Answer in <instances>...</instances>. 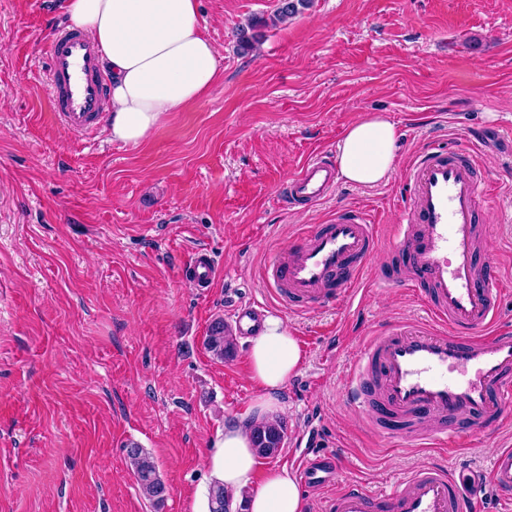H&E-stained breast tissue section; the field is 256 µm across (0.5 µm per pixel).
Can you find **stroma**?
<instances>
[{
	"label": "stroma",
	"mask_w": 512,
	"mask_h": 512,
	"mask_svg": "<svg viewBox=\"0 0 512 512\" xmlns=\"http://www.w3.org/2000/svg\"><path fill=\"white\" fill-rule=\"evenodd\" d=\"M276 7L198 0L218 78L131 145L70 131L52 111L40 48L64 0H0V512H206L213 443L261 395L245 337L223 360L204 347L236 304L280 314L302 351L282 392L284 444L259 473L338 455L343 478L380 492L422 465L488 471L512 447V407L450 451L382 437L343 398L362 336L425 315L411 289L374 279L419 153L473 156L489 179L486 246L512 281V0H312L242 50L238 29ZM370 113L400 133L389 181L341 179L285 207L289 178L314 156L337 159ZM345 207L379 236L362 304L280 311L265 264ZM200 248L222 269L205 291L184 274ZM132 442L167 486L161 508L140 491Z\"/></svg>",
	"instance_id": "stroma-1"
}]
</instances>
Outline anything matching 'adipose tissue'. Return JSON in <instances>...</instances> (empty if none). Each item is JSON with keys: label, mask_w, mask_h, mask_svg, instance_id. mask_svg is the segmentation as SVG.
Segmentation results:
<instances>
[{"label": "adipose tissue", "mask_w": 512, "mask_h": 512, "mask_svg": "<svg viewBox=\"0 0 512 512\" xmlns=\"http://www.w3.org/2000/svg\"><path fill=\"white\" fill-rule=\"evenodd\" d=\"M70 24L101 50L112 75L109 112L103 131L113 141L136 144L170 113L202 98L214 84L217 49L202 31L197 0H66ZM399 132L376 113L350 125L338 154L340 175L374 186L393 173ZM302 354L284 320L266 316L250 341L252 379L262 389L252 420L225 425L214 443L210 477L222 485L232 505L248 512H303L297 479L288 467L254 476L258 456L251 435L255 423L285 412L280 397L297 371Z\"/></svg>", "instance_id": "1"}]
</instances>
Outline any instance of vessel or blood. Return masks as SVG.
I'll return each mask as SVG.
<instances>
[{"instance_id":"vessel-or-blood-1","label":"vessel or blood","mask_w":512,"mask_h":512,"mask_svg":"<svg viewBox=\"0 0 512 512\" xmlns=\"http://www.w3.org/2000/svg\"><path fill=\"white\" fill-rule=\"evenodd\" d=\"M42 52L48 61L51 103L62 123L87 132L100 121L107 79L99 49L86 35L61 29L49 35ZM413 195L397 226L393 254L401 268L380 265L379 284L424 288L428 317L421 323L396 320L363 342L351 375L347 399L364 408L370 428L398 441H413L401 421L427 420L431 438L452 443L462 431L496 429L512 406V327L498 319L503 280L490 259L482 258L478 202L487 180L458 152L433 148L416 157L410 176ZM336 184L327 157L307 162L287 185L288 205L323 199ZM378 248L376 227L354 210L338 212L334 223L301 234L288 250L265 265L263 280L278 306L308 311L350 303L358 281ZM219 266L204 249L185 269L197 286L210 287ZM261 312L235 309L240 335L255 331ZM340 461L332 456L304 459L301 479L310 488L335 480ZM512 496V448L496 454L490 472L475 476L424 466L390 491L374 493L344 483L323 496L318 512H469L482 486Z\"/></svg>"}]
</instances>
